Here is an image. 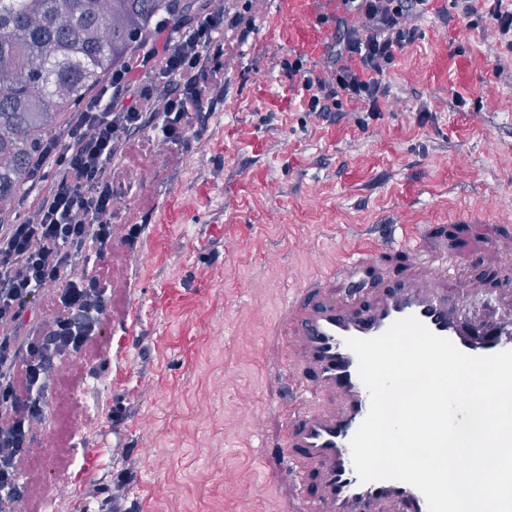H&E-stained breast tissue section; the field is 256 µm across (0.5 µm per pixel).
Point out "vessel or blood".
<instances>
[{
	"label": "vessel or blood",
	"mask_w": 512,
	"mask_h": 512,
	"mask_svg": "<svg viewBox=\"0 0 512 512\" xmlns=\"http://www.w3.org/2000/svg\"><path fill=\"white\" fill-rule=\"evenodd\" d=\"M315 19L309 10L291 22L293 45L311 54L324 40ZM412 234L414 244L398 274L365 286L363 270L376 253H359L337 267L348 282L344 295L323 283H309L282 305L267 329L269 336L292 344L312 376L304 389L308 401L284 412L281 448L293 462L288 477L305 472L315 481L313 492L293 497L290 512H428L414 486L397 480L364 483L354 470L350 440L370 399L347 339L378 336L394 321L413 316L465 354L489 356L512 349V313L463 324L458 290L448 281L438 246L422 226Z\"/></svg>",
	"instance_id": "vessel-or-blood-1"
}]
</instances>
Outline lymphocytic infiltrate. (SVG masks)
<instances>
[{"mask_svg": "<svg viewBox=\"0 0 512 512\" xmlns=\"http://www.w3.org/2000/svg\"><path fill=\"white\" fill-rule=\"evenodd\" d=\"M432 0H338L325 61L280 62L317 116L341 101L379 112L383 75L412 44L413 15ZM224 0H189L175 18L134 37L126 59L71 112L62 133L41 146L17 219L0 224V504L18 503L17 481L33 428L45 420L44 393L56 358L79 360L111 306L90 261L112 252V211L122 171L114 158L153 149L151 131L189 152L224 100ZM55 289L56 312L30 327L40 290Z\"/></svg>", "mask_w": 512, "mask_h": 512, "instance_id": "lymphocytic-infiltrate-1", "label": "lymphocytic infiltrate"}]
</instances>
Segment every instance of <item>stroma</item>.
Instances as JSON below:
<instances>
[{
  "mask_svg": "<svg viewBox=\"0 0 512 512\" xmlns=\"http://www.w3.org/2000/svg\"><path fill=\"white\" fill-rule=\"evenodd\" d=\"M224 105L205 150L148 157L117 222L112 308L67 361L22 463L20 512H85L90 485L125 480L120 512H267L287 500L277 406L301 367L265 324L305 281L365 249L401 269L410 224L448 250V274L497 281L512 259V50L486 8L434 0L385 82L393 105L304 112L280 60L303 0H225ZM489 212L493 222L461 223ZM141 318L126 330L132 311Z\"/></svg>",
  "mask_w": 512,
  "mask_h": 512,
  "instance_id": "1",
  "label": "stroma"
}]
</instances>
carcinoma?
Segmentation results:
<instances>
[{"instance_id":"carcinoma-1","label":"carcinoma","mask_w":512,"mask_h":512,"mask_svg":"<svg viewBox=\"0 0 512 512\" xmlns=\"http://www.w3.org/2000/svg\"><path fill=\"white\" fill-rule=\"evenodd\" d=\"M173 0H0V224L38 149Z\"/></svg>"}]
</instances>
